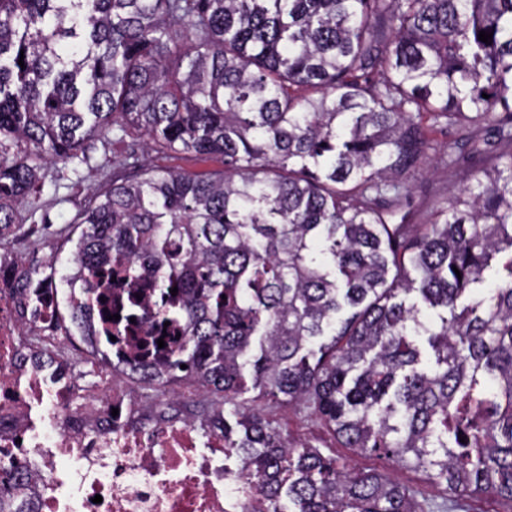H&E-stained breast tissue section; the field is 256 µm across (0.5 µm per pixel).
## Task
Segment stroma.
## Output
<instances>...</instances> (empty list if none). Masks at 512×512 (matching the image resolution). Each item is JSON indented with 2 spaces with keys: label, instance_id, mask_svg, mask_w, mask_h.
I'll return each instance as SVG.
<instances>
[{
  "label": "stroma",
  "instance_id": "stroma-1",
  "mask_svg": "<svg viewBox=\"0 0 512 512\" xmlns=\"http://www.w3.org/2000/svg\"><path fill=\"white\" fill-rule=\"evenodd\" d=\"M223 166L224 159L219 155L146 150L137 129L116 123L108 138L96 143L86 157L67 158L45 170L33 203L18 208V228L4 249L24 260L32 251L33 240L44 244L62 242V229L72 224L103 183L136 179L145 168L205 176ZM415 183L410 210L416 218L423 219L437 196L465 185L466 174L435 162L427 173L417 176ZM239 401L246 411L260 413L291 441L319 449L355 471L389 475L413 490L420 502L428 503L438 496L436 486L422 472L396 463L383 452L362 453L345 447L330 425L297 405L264 397L254 389L240 395Z\"/></svg>",
  "mask_w": 512,
  "mask_h": 512
}]
</instances>
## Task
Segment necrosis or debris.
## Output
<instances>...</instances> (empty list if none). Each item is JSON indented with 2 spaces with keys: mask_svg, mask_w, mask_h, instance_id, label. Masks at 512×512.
I'll use <instances>...</instances> for the list:
<instances>
[{
  "mask_svg": "<svg viewBox=\"0 0 512 512\" xmlns=\"http://www.w3.org/2000/svg\"><path fill=\"white\" fill-rule=\"evenodd\" d=\"M18 262L0 252V470L29 478L31 512H266L267 502L214 424L141 411L122 389L131 364L162 361L144 339L176 332L170 322L121 331L107 318L121 297L111 264L84 271L92 331L110 351L99 358L96 392L83 389L70 361L36 364L27 336L58 345L74 331L53 278L14 288Z\"/></svg>",
  "mask_w": 512,
  "mask_h": 512,
  "instance_id": "1",
  "label": "necrosis or debris"
}]
</instances>
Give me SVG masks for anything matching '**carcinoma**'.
Instances as JSON below:
<instances>
[{
  "label": "carcinoma",
  "mask_w": 512,
  "mask_h": 512,
  "mask_svg": "<svg viewBox=\"0 0 512 512\" xmlns=\"http://www.w3.org/2000/svg\"><path fill=\"white\" fill-rule=\"evenodd\" d=\"M119 120L224 168L106 184L71 271L53 248L21 286L73 288L118 255L129 306L145 273L177 287L180 337L139 372L162 397L182 378L222 395L268 512L424 509L242 411L247 368L346 447L424 473L443 512L512 501V0H0V241L42 171ZM437 126L457 138L434 143ZM437 157L473 160L467 184L422 224L397 216ZM26 508L1 471L0 512ZM511 504L493 495H481L466 498L462 508L450 512H512Z\"/></svg>",
  "instance_id": "carcinoma-1"
}]
</instances>
